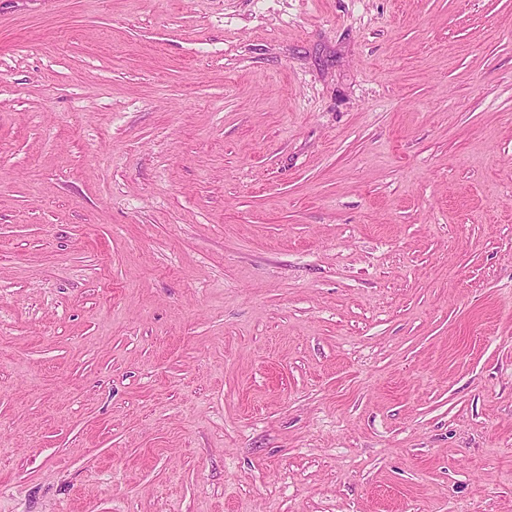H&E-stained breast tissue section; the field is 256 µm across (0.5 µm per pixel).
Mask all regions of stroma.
Returning a JSON list of instances; mask_svg holds the SVG:
<instances>
[{"mask_svg":"<svg viewBox=\"0 0 512 512\" xmlns=\"http://www.w3.org/2000/svg\"><path fill=\"white\" fill-rule=\"evenodd\" d=\"M0 512H512V0H0Z\"/></svg>","mask_w":512,"mask_h":512,"instance_id":"obj_1","label":"stroma"}]
</instances>
